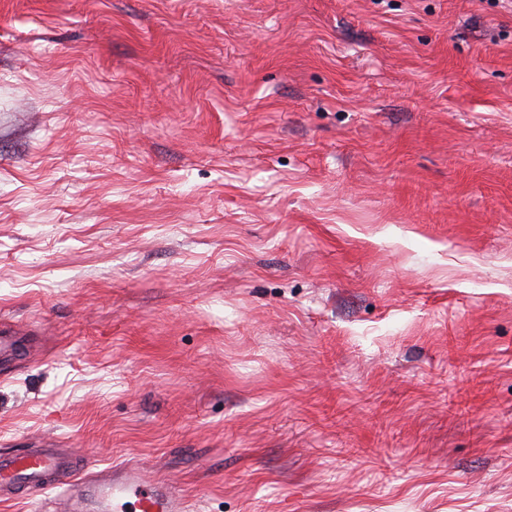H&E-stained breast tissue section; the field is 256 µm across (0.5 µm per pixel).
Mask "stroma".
<instances>
[{
  "mask_svg": "<svg viewBox=\"0 0 512 512\" xmlns=\"http://www.w3.org/2000/svg\"><path fill=\"white\" fill-rule=\"evenodd\" d=\"M0 453L190 512H512V10L0 0Z\"/></svg>",
  "mask_w": 512,
  "mask_h": 512,
  "instance_id": "35a3bbf8",
  "label": "stroma"
}]
</instances>
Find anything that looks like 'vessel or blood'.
Here are the masks:
<instances>
[{
    "instance_id": "vessel-or-blood-1",
    "label": "vessel or blood",
    "mask_w": 512,
    "mask_h": 512,
    "mask_svg": "<svg viewBox=\"0 0 512 512\" xmlns=\"http://www.w3.org/2000/svg\"><path fill=\"white\" fill-rule=\"evenodd\" d=\"M65 458L50 452L20 451L0 456V490L21 495L32 486L52 489L53 478L66 469ZM58 512H184L185 503L165 480L145 484L140 470L115 465L94 479H77L59 495Z\"/></svg>"
}]
</instances>
